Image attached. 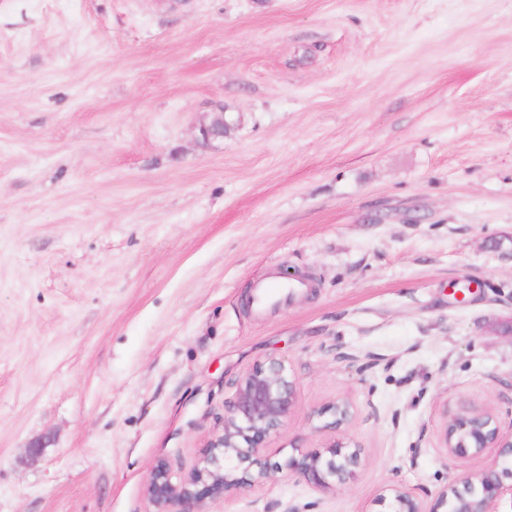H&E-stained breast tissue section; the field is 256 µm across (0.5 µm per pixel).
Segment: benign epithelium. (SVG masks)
Here are the masks:
<instances>
[{
	"label": "benign epithelium",
	"instance_id": "7a95c632",
	"mask_svg": "<svg viewBox=\"0 0 512 512\" xmlns=\"http://www.w3.org/2000/svg\"><path fill=\"white\" fill-rule=\"evenodd\" d=\"M227 127L224 113H217L200 129L203 143L223 138ZM296 395V382L282 360L272 359L245 372L234 396L224 405L222 431L204 456L179 473L164 460L152 467L146 485L151 512H200L206 500L230 498L243 488L266 481L271 471L283 466L322 491H333L353 479L358 451L336 439L321 448L293 449L283 466L262 461L266 438L286 425ZM333 409V420L326 427L339 431L350 422L353 406L341 400ZM444 448L452 458L477 457L489 448L498 449L500 457L511 458L512 435L503 434L494 414L460 409L446 416ZM508 478L512 479L511 469L500 471L494 466L474 475L462 474L450 480L430 502L396 487L394 512H439L445 505L448 512H457L450 507L452 495L470 489L477 498L475 512H498L500 500L512 495V484L504 483Z\"/></svg>",
	"mask_w": 512,
	"mask_h": 512
}]
</instances>
